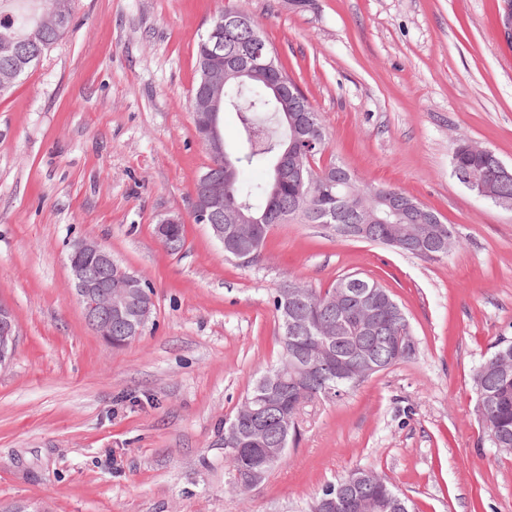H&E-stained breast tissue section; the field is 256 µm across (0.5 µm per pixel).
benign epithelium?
<instances>
[{
  "mask_svg": "<svg viewBox=\"0 0 512 512\" xmlns=\"http://www.w3.org/2000/svg\"><path fill=\"white\" fill-rule=\"evenodd\" d=\"M273 58L266 42L253 33L248 46L235 53L224 54V66L214 68V88L197 102L193 113L194 127L200 142L213 157L224 160V178L203 179L192 196L194 219L208 226L212 237L229 247L236 260L248 264L253 259L252 249L257 238L255 218L242 204L226 199L225 192L234 182L235 158L224 146L216 123V115L223 100L222 90L232 84L242 87L266 75L270 95L284 103L298 97L297 87L284 77L273 74ZM285 112L288 141L276 165L274 185H279L283 166L288 172L302 176L309 171L313 156L323 151L324 134L312 116L296 109ZM459 151L479 160L476 168L456 167L454 175L473 195L489 200L496 206L512 211V195L501 187L512 182V167L487 147L472 141L459 145ZM352 216L349 225L342 228L345 236L355 239L371 237L372 225L385 224L394 217L391 235L396 246L443 259L455 242L454 232L442 224L432 210L420 202L406 197L378 194L370 205L352 201L347 207ZM70 272L74 293L88 324L106 341H112V321L123 320L130 325V334L139 337L152 320L154 298L142 299L144 288L141 280L128 273L102 243L84 238L73 244L70 255ZM284 321L293 332L299 329L314 330L319 339L310 347L292 354L291 370L313 372L332 359L335 346L345 334V323L352 322L356 331L365 336L381 333L387 318L398 319L399 310L389 299L375 291L367 292L353 285H343L336 296V321H326L310 311L299 308L308 305L309 291L304 284L293 282L279 289ZM18 328L12 310L0 304V364L9 360L18 340ZM497 373L506 376L512 372V347L502 348L495 357ZM382 369L377 359L367 353L341 366L340 376L356 380ZM277 391L246 399L240 410L256 415L261 408L274 405Z\"/></svg>",
  "mask_w": 512,
  "mask_h": 512,
  "instance_id": "7a95c632",
  "label": "benign epithelium"
}]
</instances>
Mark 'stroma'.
I'll return each instance as SVG.
<instances>
[{"label":"stroma","mask_w":512,"mask_h":512,"mask_svg":"<svg viewBox=\"0 0 512 512\" xmlns=\"http://www.w3.org/2000/svg\"><path fill=\"white\" fill-rule=\"evenodd\" d=\"M506 0H75L71 26L0 97V512H309L357 469L413 512H512V455L488 445L473 371L512 341V212L453 175L456 142L512 166ZM221 8L249 14L319 112L325 158L403 189L453 226L441 261L293 218L260 262L224 258L191 214L210 163L189 99ZM177 215L186 244L154 229ZM104 244L153 287V321L115 349L74 297L72 245ZM362 272L403 307L415 356L305 404L285 464L250 494L224 469V420L280 351L271 297ZM18 328L12 310L0 304V365L9 360L18 340Z\"/></svg>","instance_id":"35a3bbf8"}]
</instances>
